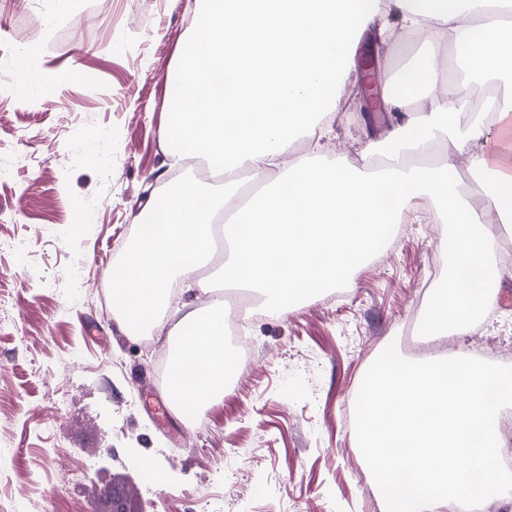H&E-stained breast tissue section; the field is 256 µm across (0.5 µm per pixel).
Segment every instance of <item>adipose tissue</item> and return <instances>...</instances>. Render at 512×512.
I'll list each match as a JSON object with an SVG mask.
<instances>
[{
    "label": "adipose tissue",
    "mask_w": 512,
    "mask_h": 512,
    "mask_svg": "<svg viewBox=\"0 0 512 512\" xmlns=\"http://www.w3.org/2000/svg\"><path fill=\"white\" fill-rule=\"evenodd\" d=\"M480 2L468 15L460 0H191L195 27L180 39L166 78L172 118L162 141L221 170L224 187L188 181L143 207L135 221L150 232L109 273L119 331L132 336L171 322L183 356L200 360L195 378L169 381L182 418L224 394L231 362L224 308L204 315L184 298L169 316L161 310L168 286L192 280L210 259L214 219L223 211L231 216L219 226L228 246L219 277L226 287L259 294L279 314L312 289L339 285L389 225L427 222L420 204L430 200L454 227L453 249L467 261L451 266L424 329L434 337L443 327L460 329L484 307L488 293L472 271L498 267L497 238L485 218L512 223V0ZM368 27L400 44L429 31V45H453L467 69L447 80L429 53L383 78L387 109L410 108L413 116L378 150H363L359 163L327 167L315 155L333 132L327 118L339 110L355 68L352 40ZM475 70L492 93L459 129ZM301 137L313 157H295ZM433 152L437 166L409 162ZM459 156L477 177L467 198L457 191ZM244 178L256 189L243 202Z\"/></svg>",
    "instance_id": "ef3b65f1"
}]
</instances>
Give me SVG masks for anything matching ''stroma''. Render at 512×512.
I'll return each instance as SVG.
<instances>
[{
	"mask_svg": "<svg viewBox=\"0 0 512 512\" xmlns=\"http://www.w3.org/2000/svg\"><path fill=\"white\" fill-rule=\"evenodd\" d=\"M187 0H73L54 25L26 0H0V26L37 42L27 70L0 38V507L5 512H384L346 411L371 363L400 339L434 251L453 229L408 225L391 262L356 265L346 298L312 292L247 326L253 363L194 425L168 409L154 348L112 318L109 269L134 218L176 160L160 134L166 76L193 30ZM74 72L50 98L25 94ZM328 159L354 162L395 125L352 90L330 117ZM83 223H76L77 215ZM483 334L449 332L448 353L512 343V268L488 291ZM167 407L157 419L156 405ZM110 488L113 500L101 497Z\"/></svg>",
	"mask_w": 512,
	"mask_h": 512,
	"instance_id": "stroma-1",
	"label": "stroma"
}]
</instances>
